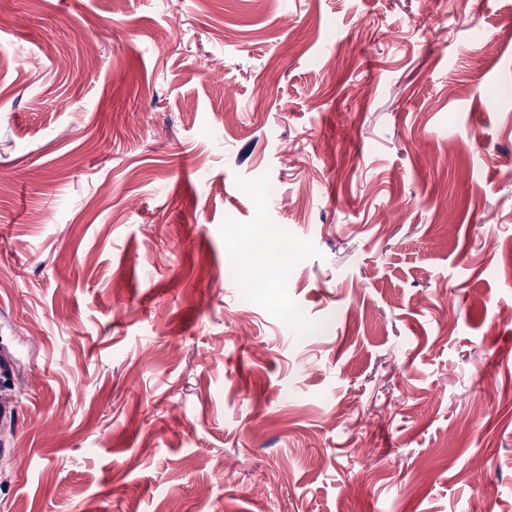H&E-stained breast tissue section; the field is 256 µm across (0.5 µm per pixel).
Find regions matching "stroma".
<instances>
[{
    "mask_svg": "<svg viewBox=\"0 0 512 512\" xmlns=\"http://www.w3.org/2000/svg\"><path fill=\"white\" fill-rule=\"evenodd\" d=\"M0 16V512H512V0Z\"/></svg>",
    "mask_w": 512,
    "mask_h": 512,
    "instance_id": "1",
    "label": "stroma"
}]
</instances>
